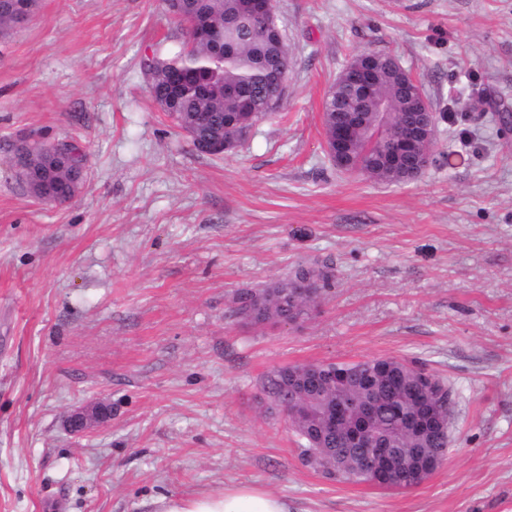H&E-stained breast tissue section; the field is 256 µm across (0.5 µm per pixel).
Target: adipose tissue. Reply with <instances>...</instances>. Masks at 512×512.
<instances>
[{
  "mask_svg": "<svg viewBox=\"0 0 512 512\" xmlns=\"http://www.w3.org/2000/svg\"><path fill=\"white\" fill-rule=\"evenodd\" d=\"M160 512H292V509L285 498L252 487H237L195 498H166Z\"/></svg>",
  "mask_w": 512,
  "mask_h": 512,
  "instance_id": "obj_1",
  "label": "adipose tissue"
}]
</instances>
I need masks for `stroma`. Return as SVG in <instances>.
<instances>
[{
    "label": "stroma",
    "instance_id": "stroma-1",
    "mask_svg": "<svg viewBox=\"0 0 512 512\" xmlns=\"http://www.w3.org/2000/svg\"><path fill=\"white\" fill-rule=\"evenodd\" d=\"M294 58L280 108L197 153L142 67L183 39L164 0H38L0 37V512H155L251 486L297 512H512V0H275ZM397 57L438 116L433 159L390 184L336 169L330 86ZM86 157L38 200L25 143ZM325 265L309 319L253 326L235 297ZM412 360L455 392L421 485L301 464L262 383L274 369ZM111 419L65 427L95 402Z\"/></svg>",
    "mask_w": 512,
    "mask_h": 512
}]
</instances>
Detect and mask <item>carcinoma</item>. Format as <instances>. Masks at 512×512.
I'll return each mask as SVG.
<instances>
[{
  "label": "carcinoma",
  "instance_id": "cac0c4a2",
  "mask_svg": "<svg viewBox=\"0 0 512 512\" xmlns=\"http://www.w3.org/2000/svg\"><path fill=\"white\" fill-rule=\"evenodd\" d=\"M186 18H206L224 27V54L208 44L181 46L167 59L151 58L146 67L154 71L149 85L153 100L176 125L185 128L187 118L203 121L193 127L196 150L226 136L230 128L246 132L268 115L266 104L276 87L285 84L292 69V57L275 18L252 17L242 11L241 0H177ZM353 61L376 72V92L370 99L358 97L341 79L325 99L323 125L326 144L335 141L336 127L349 122L358 112H370L358 131V147L346 156L343 169L359 170L369 177L389 183L406 182L401 171L388 166L386 146L399 130L409 126L418 131L437 129L438 116L430 104H422L419 87L401 69L389 66L391 56L362 52ZM170 68L201 71L205 83L173 87L168 83ZM238 91L224 95V88ZM320 286L313 298L295 295L288 280L266 288L248 290L239 297L237 314L253 315V322L275 320L292 310L309 316L316 299L331 289V275L319 272ZM433 381L439 398H431L436 416L422 433L410 432V417L425 418L421 399L425 397L420 378ZM268 394L278 393L288 407V425L296 437L302 463L326 478L354 483H374L392 487V482L372 473L367 448H349L341 428L326 417L329 406L346 405L353 414L372 410V429L387 446L408 456L409 462L394 465L401 489L419 486L448 455V428L439 423L448 419V384L439 376L403 359L366 358L354 362L320 361L276 369L264 384Z\"/></svg>",
  "mask_w": 512,
  "mask_h": 512
}]
</instances>
